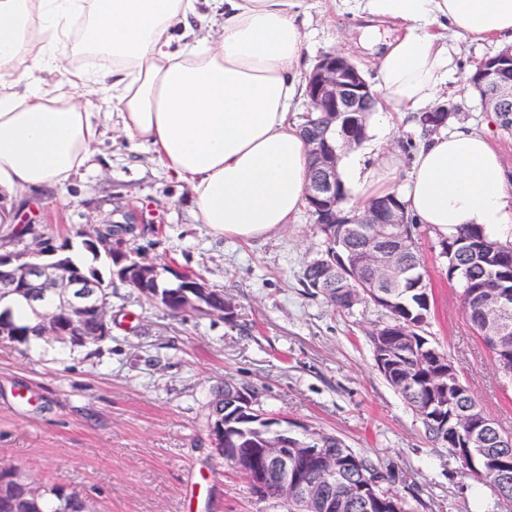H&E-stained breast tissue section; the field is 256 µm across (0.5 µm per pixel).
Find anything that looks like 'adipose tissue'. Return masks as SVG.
Masks as SVG:
<instances>
[{
  "label": "adipose tissue",
  "mask_w": 512,
  "mask_h": 512,
  "mask_svg": "<svg viewBox=\"0 0 512 512\" xmlns=\"http://www.w3.org/2000/svg\"><path fill=\"white\" fill-rule=\"evenodd\" d=\"M309 0H0V192L65 188L90 168L101 106L192 190L215 234L265 240L306 207L308 146L289 112L307 94L297 22ZM384 31L370 146L432 111L456 38L512 43V0H360ZM341 153L349 205L392 193L397 159ZM417 223L512 241V181L488 136H429L400 196Z\"/></svg>",
  "instance_id": "obj_1"
}]
</instances>
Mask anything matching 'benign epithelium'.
Listing matches in <instances>:
<instances>
[{"mask_svg":"<svg viewBox=\"0 0 512 512\" xmlns=\"http://www.w3.org/2000/svg\"><path fill=\"white\" fill-rule=\"evenodd\" d=\"M470 83L479 92L488 111L500 114L505 127H512V49L507 48L481 62L470 77ZM371 87L363 70L351 59L329 51L322 54L308 75V94L305 111L320 113L327 120V128L334 129V141H313L309 151L318 160V176L308 183L307 196L316 202H326L336 196V155L357 145L358 122L353 115L365 116L373 111L369 102ZM457 106L447 101L438 105L424 117L426 124L436 129L448 123V114ZM339 224H404L405 216L398 207L384 203L361 214L351 213L336 217ZM49 253L45 244L38 243L30 254L22 255L26 262L16 261L13 253H0V273L8 277L11 293L23 296L27 284L37 280L43 284L41 296L27 297L35 307L51 296L55 306L43 314L41 334L52 339L78 346L86 343L82 323L91 314L106 319L107 300L93 288V279L72 268H63L40 260ZM125 280L139 288H149L154 265L144 262L130 263ZM211 291L207 283L192 281L179 298L183 310L194 312L205 308V298ZM487 317L495 322L512 308V290L502 288L487 301ZM451 439L462 444L461 456H471L478 450L477 430L466 432L462 420L452 416L449 420ZM281 423L268 427L265 446L258 449L259 464L244 470L254 487H262L269 478L277 483L278 498L289 506L290 512H336L351 508L353 504L336 500L330 492L336 479L351 469L355 459L344 457L310 436L296 442L287 435Z\"/></svg>","mask_w":512,"mask_h":512,"instance_id":"obj_1","label":"benign epithelium"}]
</instances>
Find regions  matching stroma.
Returning <instances> with one entry per match:
<instances>
[{"instance_id":"1","label":"stroma","mask_w":512,"mask_h":512,"mask_svg":"<svg viewBox=\"0 0 512 512\" xmlns=\"http://www.w3.org/2000/svg\"><path fill=\"white\" fill-rule=\"evenodd\" d=\"M352 7L336 0L335 11L315 6L301 17L309 62L331 50L364 62ZM498 50L461 42L447 97L512 170V128L469 84ZM0 211L16 218L0 223V252L68 238L75 259L105 273L110 259L92 260L82 233L136 212L135 231L120 246L129 259L153 264L169 283L179 272L199 274L233 307L228 320L174 318L116 279L104 341L0 342V468L22 464L41 482L80 492L95 512H287L282 501L257 497L212 443L209 403L230 383L257 389V409L290 422L294 433L333 434L372 457L395 475L409 512H512L490 488L475 490L377 370L366 333L383 310L363 303L342 313L307 293L303 267L324 247L309 211L264 241L213 236L193 212L189 186L112 130L97 146L94 169L65 191L19 192ZM417 242L432 296L428 337L453 358L484 412L512 433V387L465 317L462 286L447 278L438 236L422 226Z\"/></svg>"}]
</instances>
